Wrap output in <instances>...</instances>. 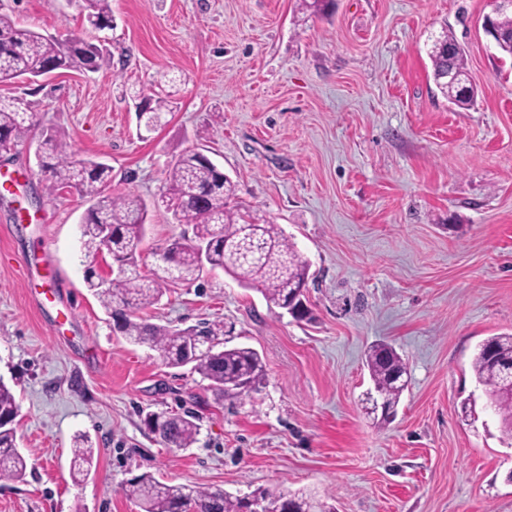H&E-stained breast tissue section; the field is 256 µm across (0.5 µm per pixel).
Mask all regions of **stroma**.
Instances as JSON below:
<instances>
[{"mask_svg":"<svg viewBox=\"0 0 512 512\" xmlns=\"http://www.w3.org/2000/svg\"><path fill=\"white\" fill-rule=\"evenodd\" d=\"M0 1L22 25L83 35L110 58L27 85L40 128L0 155L1 172L26 175L0 197V380L28 461L24 481H0V512H142L121 486L144 472L239 497L303 491L335 512H512V446L471 368L480 342L512 333V58L483 31L491 0H335L316 14L298 0H112L103 31L67 0ZM444 30L475 91L465 109L432 79L427 44ZM135 89L169 96L164 125L139 128ZM47 127L111 166L109 193L150 203L143 274L191 230L153 205L190 150L223 168L235 210L295 244L310 320L221 270L142 312L223 325L225 346L261 355L257 391L218 398L114 329L84 282L87 202L47 192L39 173ZM44 252L75 307L61 323V299L35 291ZM380 342L408 380L384 424L363 403ZM153 411L191 412L196 442L166 448L145 425ZM80 434L99 455L77 483Z\"/></svg>","mask_w":512,"mask_h":512,"instance_id":"1","label":"stroma"}]
</instances>
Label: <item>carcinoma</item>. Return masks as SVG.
<instances>
[{"mask_svg": "<svg viewBox=\"0 0 512 512\" xmlns=\"http://www.w3.org/2000/svg\"><path fill=\"white\" fill-rule=\"evenodd\" d=\"M112 0H69L98 30L112 28ZM494 36L502 37L499 51L512 57V12L491 20ZM455 42L443 31L432 43L429 58L439 92L459 108L472 104L474 94L465 85L463 55L452 51ZM103 49L82 37L59 40L18 24L0 11V83L18 78L46 77L57 70L96 73L107 66ZM454 77L445 78L447 72ZM36 125V114L22 96H0V153H9L24 143ZM49 148L43 153L41 171L49 192L72 189L92 202V211L82 224L81 243L91 259L106 251L122 266L118 277L105 278L90 266L85 282L110 313L122 317L117 330L133 343L146 345L174 368L191 370L210 382L220 396L237 398L255 390L263 380L264 364L251 347H224L219 325L184 329L150 323L135 317V311L153 305L168 285L197 280L204 266L221 269L244 285L258 289L271 307L286 309L290 298L306 288L308 265L276 224H259L229 207L235 188L221 178L197 151L183 153L172 164L166 192L158 203L171 211L180 224L192 225L193 236L173 239L163 252L170 255V271L146 276L139 271L137 254L146 234L148 205L137 195L107 193L112 167L92 158L76 160L57 131L48 129ZM375 399L384 407L385 422L407 388V369L397 352L386 344L373 346L366 358ZM472 371L483 387L487 403L497 412L506 441H512V334L491 336L478 345ZM19 405L11 389L0 381V481H21L28 463L17 452L15 418ZM145 424L162 442L176 448L192 445L199 432L191 415L152 412ZM95 448L86 436L74 441L72 469L85 476L93 468ZM123 493L139 502L143 512H246L245 500L216 489L169 485L143 473L122 485ZM254 495L275 506H294L292 512H334L326 502L303 494L285 495L258 489Z\"/></svg>", "mask_w": 512, "mask_h": 512, "instance_id": "1", "label": "carcinoma"}]
</instances>
